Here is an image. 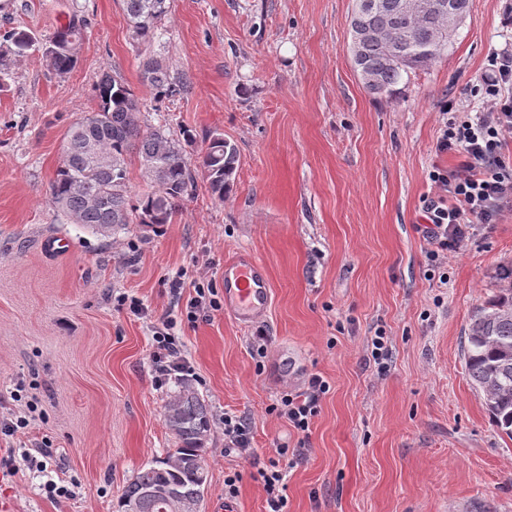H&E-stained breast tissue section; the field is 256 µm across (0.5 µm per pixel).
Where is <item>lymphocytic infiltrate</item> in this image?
<instances>
[{
	"label": "lymphocytic infiltrate",
	"instance_id": "1",
	"mask_svg": "<svg viewBox=\"0 0 512 512\" xmlns=\"http://www.w3.org/2000/svg\"><path fill=\"white\" fill-rule=\"evenodd\" d=\"M475 93L482 101L480 111L449 103L437 139L438 152L459 154L461 163L452 170L436 166L428 174L436 196L426 203L424 213L435 260L441 253L459 250L474 225L497 223L512 212V159L503 152L512 139V55L490 59L489 74ZM171 328L166 322L153 334L150 361L159 387L172 376L185 377L191 371ZM328 390L321 376H311L303 392L282 396L272 411L297 431H308ZM276 454L258 471L266 493L265 512H288L287 470L282 465L287 447L277 448Z\"/></svg>",
	"mask_w": 512,
	"mask_h": 512
}]
</instances>
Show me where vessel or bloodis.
I'll return each mask as SVG.
<instances>
[{"label": "vessel or blood", "instance_id": "vessel-or-blood-1", "mask_svg": "<svg viewBox=\"0 0 512 512\" xmlns=\"http://www.w3.org/2000/svg\"><path fill=\"white\" fill-rule=\"evenodd\" d=\"M269 284L265 269L251 254L240 253L224 265L226 307L239 320H261L267 310Z\"/></svg>", "mask_w": 512, "mask_h": 512}]
</instances>
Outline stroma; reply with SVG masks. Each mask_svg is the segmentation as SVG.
Masks as SVG:
<instances>
[{
	"label": "stroma",
	"instance_id": "35a3bbf8",
	"mask_svg": "<svg viewBox=\"0 0 512 512\" xmlns=\"http://www.w3.org/2000/svg\"><path fill=\"white\" fill-rule=\"evenodd\" d=\"M353 5L171 0L160 43L144 45L121 0H0V34H46L75 9L91 20L68 77H49L33 52L0 90V416L33 409L25 432L0 434V456L52 443L45 472L0 469V512H116L137 470L173 446L164 412L176 386H155L149 358L152 327L167 318L212 414L206 503L238 472V512H264L257 471L285 444L299 451L288 512H512V438L463 357L473 309L508 285L512 213L474 226L442 264L444 283L423 217L429 171L460 161L436 149L442 107L477 104L489 59L512 53V0H470L447 55L383 96L364 88L349 53ZM156 52L179 82L161 103L141 78ZM112 69L146 123L198 136L191 154L209 133L236 145L224 201L199 180L173 223L113 239L51 206L65 135ZM52 238L67 250L48 251ZM239 252L266 268L265 319L245 326L222 308L181 321L195 283L223 292L224 263ZM123 294L147 315L119 309ZM379 330L392 350L383 370L370 347ZM314 374L329 390L302 433L270 409ZM228 412L252 430L250 458L224 451ZM50 480L70 495L49 496Z\"/></svg>",
	"mask_w": 512,
	"mask_h": 512
}]
</instances>
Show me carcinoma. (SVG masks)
I'll return each instance as SVG.
<instances>
[{"mask_svg": "<svg viewBox=\"0 0 512 512\" xmlns=\"http://www.w3.org/2000/svg\"><path fill=\"white\" fill-rule=\"evenodd\" d=\"M132 38L152 43L168 15L170 0H121ZM369 35L351 32V56L366 89L386 95L412 70L432 65L452 44L456 28L448 13L420 16L398 8V0H369L359 17ZM89 20L81 10L66 16L52 32L38 35L13 29L0 36V80L11 65L30 52L45 60L49 75L64 78L77 66V50ZM142 78L153 99L162 102L176 91L163 58L143 61ZM96 108L69 129L62 160L49 185L52 206L73 224L101 237H116L131 224L158 228L172 222L196 192L203 173L218 202L231 190L238 168L234 144L207 136L194 167L186 147L196 142L191 131L175 139L162 125L141 118L140 99L117 72L106 71L95 86ZM138 162L149 180L148 190L130 191V166ZM468 375L485 397L495 426L512 438V288H500L472 312L464 337ZM164 418L175 447L140 469L126 485L118 512H173L170 498L154 496L165 489L200 508L207 487L206 444L212 417L205 401L187 378L177 390Z\"/></svg>", "mask_w": 512, "mask_h": 512, "instance_id": "cac0c4a2", "label": "carcinoma"}]
</instances>
